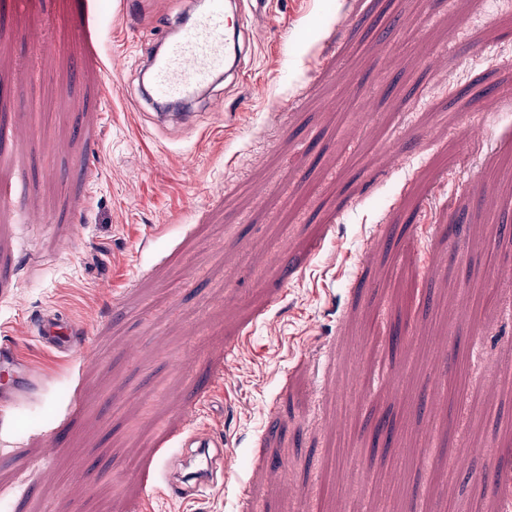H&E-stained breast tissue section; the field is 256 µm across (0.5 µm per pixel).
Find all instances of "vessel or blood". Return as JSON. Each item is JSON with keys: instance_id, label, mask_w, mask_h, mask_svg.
<instances>
[{"instance_id": "obj_1", "label": "vessel or blood", "mask_w": 512, "mask_h": 512, "mask_svg": "<svg viewBox=\"0 0 512 512\" xmlns=\"http://www.w3.org/2000/svg\"><path fill=\"white\" fill-rule=\"evenodd\" d=\"M235 22L226 13L224 0H208L203 11L167 35L147 58V84L156 102L176 103L194 97L223 70L234 71L239 65ZM70 319L50 309L38 318L39 346L57 356H67L73 349L74 335ZM0 366L10 368L15 377L0 391V411L8 412L25 400L37 387V374L29 357L10 344L0 345ZM181 447L191 449L193 457L204 458L207 469L194 483H175L174 491L191 495L214 481V449L224 441L211 432L191 427L180 440Z\"/></svg>"}]
</instances>
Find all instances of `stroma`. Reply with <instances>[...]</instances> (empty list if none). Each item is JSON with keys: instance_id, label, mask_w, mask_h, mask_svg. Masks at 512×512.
I'll return each mask as SVG.
<instances>
[{"instance_id": "stroma-1", "label": "stroma", "mask_w": 512, "mask_h": 512, "mask_svg": "<svg viewBox=\"0 0 512 512\" xmlns=\"http://www.w3.org/2000/svg\"><path fill=\"white\" fill-rule=\"evenodd\" d=\"M1 9L0 342L48 379L0 416V512H466L512 449V0H240L244 76L181 124L140 70L191 0ZM191 408L224 439L194 501L155 482ZM70 317L59 310L42 312L38 318L39 346L59 357H66L73 349L74 335L69 331Z\"/></svg>"}]
</instances>
